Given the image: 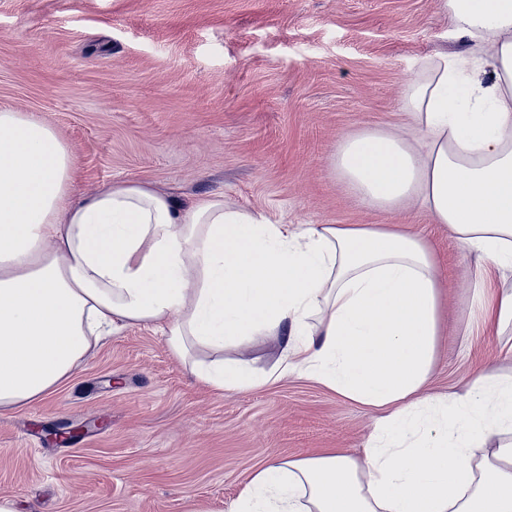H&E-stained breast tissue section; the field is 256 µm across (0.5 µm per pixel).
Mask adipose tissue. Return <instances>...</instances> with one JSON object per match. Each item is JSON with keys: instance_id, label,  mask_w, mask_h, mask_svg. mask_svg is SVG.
<instances>
[{"instance_id": "obj_1", "label": "adipose tissue", "mask_w": 512, "mask_h": 512, "mask_svg": "<svg viewBox=\"0 0 512 512\" xmlns=\"http://www.w3.org/2000/svg\"><path fill=\"white\" fill-rule=\"evenodd\" d=\"M491 74L465 54L424 63L403 90L421 132L344 138L333 165L369 207L417 205L478 258L484 327L512 325V0H442ZM73 160L54 128L0 109V407L66 381L91 339L159 330L195 377L237 391L292 373L375 413L361 458L326 451L258 468L233 512H512V374L483 370L459 396L427 391L439 331L438 262L379 224H270L189 207L134 182L70 199ZM273 338L275 370L195 360L230 339Z\"/></svg>"}]
</instances>
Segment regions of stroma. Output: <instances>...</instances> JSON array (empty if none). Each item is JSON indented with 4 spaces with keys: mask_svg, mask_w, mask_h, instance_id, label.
Masks as SVG:
<instances>
[{
    "mask_svg": "<svg viewBox=\"0 0 512 512\" xmlns=\"http://www.w3.org/2000/svg\"><path fill=\"white\" fill-rule=\"evenodd\" d=\"M463 51L480 63L440 0H0V108L54 127L76 200L136 182L183 207L217 193L274 224L420 236L442 282L429 389L460 394L477 365L512 369V335L484 332L471 306L476 256L419 209L361 204L332 157L344 136L412 125L405 82ZM224 357L263 376L279 348L258 338ZM372 420L298 374L216 390L130 326L46 397L0 408V497L18 512H231L270 459L361 457Z\"/></svg>",
    "mask_w": 512,
    "mask_h": 512,
    "instance_id": "35a3bbf8",
    "label": "stroma"
}]
</instances>
